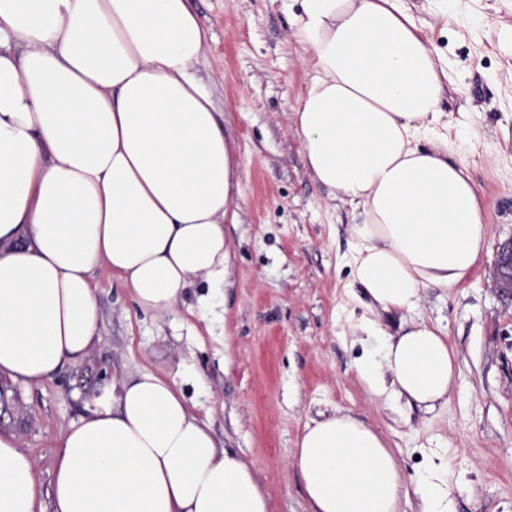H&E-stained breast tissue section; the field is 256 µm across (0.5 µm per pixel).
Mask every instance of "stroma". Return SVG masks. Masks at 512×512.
<instances>
[{
	"label": "stroma",
	"mask_w": 512,
	"mask_h": 512,
	"mask_svg": "<svg viewBox=\"0 0 512 512\" xmlns=\"http://www.w3.org/2000/svg\"><path fill=\"white\" fill-rule=\"evenodd\" d=\"M206 32L196 78L235 144L239 221L227 279L211 309L198 299L158 313L138 307L108 267L93 273L99 330L90 356L39 385H11L0 431L17 434L49 488L55 446L94 398L137 371L176 376L220 447L251 466L269 512H310L293 456L306 424L336 411L380 431L419 512L415 489L443 466L455 512H512V304L491 286L495 247L512 238V0H404L450 83L439 109L482 196L490 253L448 291L423 293L415 321L442 327L457 376L428 410L371 392L355 365L368 350L356 324L368 298L353 278L359 211L316 183L294 113L311 77L292 38L298 0H190Z\"/></svg>",
	"instance_id": "35a3bbf8"
}]
</instances>
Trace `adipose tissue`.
<instances>
[{"label":"adipose tissue","mask_w":512,"mask_h":512,"mask_svg":"<svg viewBox=\"0 0 512 512\" xmlns=\"http://www.w3.org/2000/svg\"><path fill=\"white\" fill-rule=\"evenodd\" d=\"M293 36L312 76L295 112L314 179L364 220L357 327L380 340L360 380L432 409L455 352L437 326L387 334L467 281L488 250L481 196L437 134L448 73L402 0H301ZM206 35L189 0H0V380L38 385L89 354L91 282L112 269L165 312L194 282L200 307L228 273L234 153L193 66ZM436 134L433 148L420 136ZM312 512H399L407 491L384 436L347 413L307 425L293 460ZM0 512H269L250 466L218 447L175 377L141 370L61 439L51 490L0 432Z\"/></svg>","instance_id":"obj_1"}]
</instances>
